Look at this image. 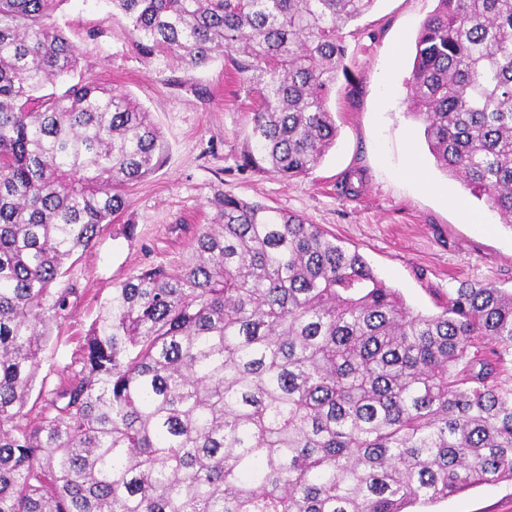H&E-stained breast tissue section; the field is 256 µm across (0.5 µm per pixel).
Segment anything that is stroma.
I'll use <instances>...</instances> for the list:
<instances>
[{"label": "stroma", "mask_w": 512, "mask_h": 512, "mask_svg": "<svg viewBox=\"0 0 512 512\" xmlns=\"http://www.w3.org/2000/svg\"><path fill=\"white\" fill-rule=\"evenodd\" d=\"M436 0H377L344 31L348 73L329 107L335 146L309 175L244 173L238 159L253 108L231 65L184 68L145 59L110 0H67L52 15L75 47L78 70L152 115L166 145L158 171L131 186L123 222L105 226L67 265L68 307L50 323L39 384L55 387L77 354L75 338L100 316L113 288L140 269L192 255L200 225L232 194L303 216L359 252L413 311L437 314L460 283L512 290V224L439 169L410 115L415 40ZM357 175L347 191L349 175ZM420 512H512V482L481 484Z\"/></svg>", "instance_id": "stroma-1"}]
</instances>
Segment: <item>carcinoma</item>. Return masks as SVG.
<instances>
[{
	"label": "carcinoma",
	"mask_w": 512,
	"mask_h": 512,
	"mask_svg": "<svg viewBox=\"0 0 512 512\" xmlns=\"http://www.w3.org/2000/svg\"><path fill=\"white\" fill-rule=\"evenodd\" d=\"M65 2L0 0V512H408L512 481V291L413 312L318 225L232 195L186 262L112 289L30 419L65 265L166 160L130 95L43 93L78 70ZM111 2L145 58L228 60L257 101L238 168L295 179L336 143L343 31L377 0ZM407 86L437 166L512 224V0H437Z\"/></svg>",
	"instance_id": "obj_1"
}]
</instances>
